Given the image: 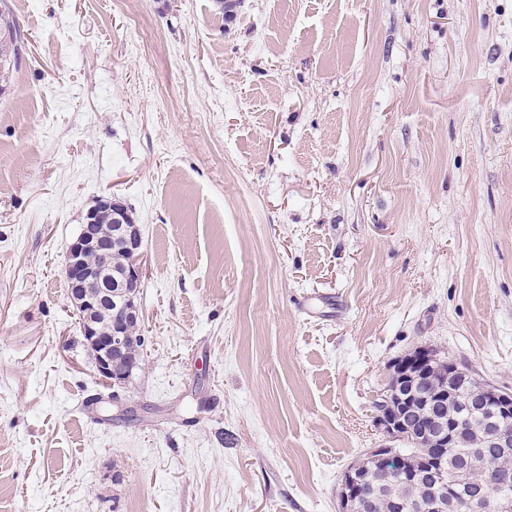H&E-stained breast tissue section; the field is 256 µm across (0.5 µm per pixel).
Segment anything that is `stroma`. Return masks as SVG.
I'll return each mask as SVG.
<instances>
[{
    "mask_svg": "<svg viewBox=\"0 0 512 512\" xmlns=\"http://www.w3.org/2000/svg\"><path fill=\"white\" fill-rule=\"evenodd\" d=\"M0 7V512H336L396 358L512 391V0ZM108 195L117 391L62 273ZM5 21L0 13V62L2 64L3 57H12L13 64L16 67L20 59L21 44L23 37L21 30L9 19Z\"/></svg>",
    "mask_w": 512,
    "mask_h": 512,
    "instance_id": "35a3bbf8",
    "label": "stroma"
}]
</instances>
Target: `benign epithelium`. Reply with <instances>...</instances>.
I'll return each mask as SVG.
<instances>
[{"mask_svg": "<svg viewBox=\"0 0 512 512\" xmlns=\"http://www.w3.org/2000/svg\"><path fill=\"white\" fill-rule=\"evenodd\" d=\"M103 214L111 217L113 233L127 241L133 254L120 272L114 268L112 247L100 234V216ZM141 249L140 226L119 200L107 196L85 213L81 231L69 245L64 265L69 297L83 317L82 334L94 349L96 370L117 386L123 385V380L113 373L112 354L123 353L128 329L143 321L141 309L127 292V289L140 285L143 278ZM430 358L432 355L427 347L420 346L390 364L388 378L393 380V385L386 386L381 392V411L376 417V426L382 434L390 441L406 437L402 417L394 403H399L408 413H416L433 408L439 399L451 394L460 400L464 414L474 408L490 410L489 439L501 448H511L512 430L500 424L499 419L503 415H512V393L487 380L479 381L477 391H470L468 380L450 359L445 387L431 397L421 395L415 392V386L420 377L427 375ZM463 432L461 421L455 416L429 434V440L446 448L450 440L460 442ZM362 483L357 467L349 468L339 493V512H359Z\"/></svg>", "mask_w": 512, "mask_h": 512, "instance_id": "1", "label": "benign epithelium"}]
</instances>
